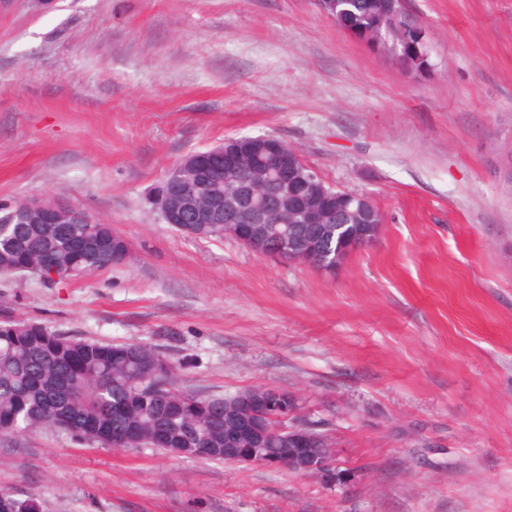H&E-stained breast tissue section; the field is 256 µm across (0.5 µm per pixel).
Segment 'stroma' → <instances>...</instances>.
Instances as JSON below:
<instances>
[{"mask_svg":"<svg viewBox=\"0 0 512 512\" xmlns=\"http://www.w3.org/2000/svg\"><path fill=\"white\" fill-rule=\"evenodd\" d=\"M432 70L315 0H9L0 200L59 194L125 262L0 276V313L147 342L202 398L293 392L347 486L285 467L0 436V489L42 512H512V0H405ZM272 136L382 211L335 273L193 239L147 193L187 155Z\"/></svg>","mask_w":512,"mask_h":512,"instance_id":"35a3bbf8","label":"stroma"}]
</instances>
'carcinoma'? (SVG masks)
Here are the masks:
<instances>
[{
    "instance_id": "1",
    "label": "carcinoma",
    "mask_w": 512,
    "mask_h": 512,
    "mask_svg": "<svg viewBox=\"0 0 512 512\" xmlns=\"http://www.w3.org/2000/svg\"><path fill=\"white\" fill-rule=\"evenodd\" d=\"M370 0H336V14L354 29L373 27L367 16ZM412 15L381 28L378 37L389 49L402 47ZM246 161L263 152L289 188V216L304 224L326 206L315 188L288 169L280 153L263 149L255 136L230 138ZM205 159L196 153L182 167L183 188L202 207L217 194L230 195L236 177L204 172ZM87 231L93 260L66 248L52 224L0 222V274H8L23 253L40 259L54 249L60 279L69 272L116 266L124 261L126 244L108 224H76ZM195 239L222 241V224H192ZM176 365L149 343L111 344L88 341L49 330L36 322L0 320V434L64 431L109 448H198L209 460H224V403L252 394L247 390L225 398H201L177 388ZM34 497L19 498L0 490V512H39Z\"/></svg>"
}]
</instances>
